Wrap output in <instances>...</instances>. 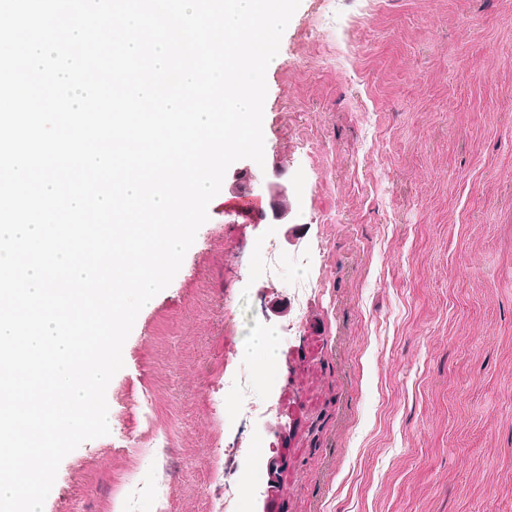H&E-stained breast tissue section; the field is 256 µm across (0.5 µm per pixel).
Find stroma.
<instances>
[{
  "label": "stroma",
  "instance_id": "35a3bbf8",
  "mask_svg": "<svg viewBox=\"0 0 512 512\" xmlns=\"http://www.w3.org/2000/svg\"><path fill=\"white\" fill-rule=\"evenodd\" d=\"M266 83L263 164L228 168L43 512H220L257 460L248 512H512V0H301ZM241 373L269 423L225 426Z\"/></svg>",
  "mask_w": 512,
  "mask_h": 512
}]
</instances>
